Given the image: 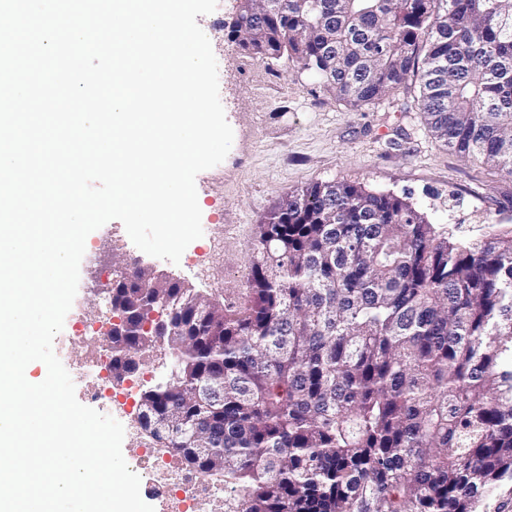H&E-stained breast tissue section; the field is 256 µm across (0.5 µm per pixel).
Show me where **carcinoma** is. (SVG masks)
<instances>
[{
	"label": "carcinoma",
	"instance_id": "1",
	"mask_svg": "<svg viewBox=\"0 0 512 512\" xmlns=\"http://www.w3.org/2000/svg\"><path fill=\"white\" fill-rule=\"evenodd\" d=\"M228 40L354 106L415 77L434 137L512 177V0H253ZM125 266L112 378L165 345L142 429L224 512H477L512 479V232L316 182L257 225L235 301Z\"/></svg>",
	"mask_w": 512,
	"mask_h": 512
}]
</instances>
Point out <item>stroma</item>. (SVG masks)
<instances>
[{"instance_id": "obj_1", "label": "stroma", "mask_w": 512, "mask_h": 512, "mask_svg": "<svg viewBox=\"0 0 512 512\" xmlns=\"http://www.w3.org/2000/svg\"><path fill=\"white\" fill-rule=\"evenodd\" d=\"M223 9L197 16L208 33L219 74V94L234 131L219 165L196 177L204 224L199 247L220 237L215 261L224 285L169 261L139 252L124 225L109 221L110 237L93 231L103 254L136 256L141 265L223 297L237 288L256 226L282 199L315 182L352 181L375 192L407 198L432 223L473 242L490 230H512V177L448 152L418 109V80H409L378 104L353 108L319 79L281 58L258 60L230 42L219 22Z\"/></svg>"}]
</instances>
